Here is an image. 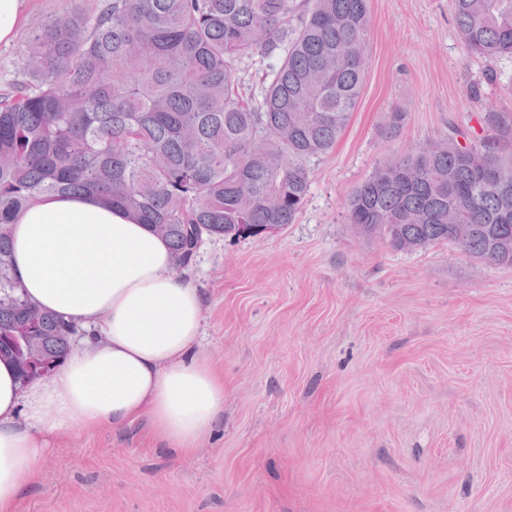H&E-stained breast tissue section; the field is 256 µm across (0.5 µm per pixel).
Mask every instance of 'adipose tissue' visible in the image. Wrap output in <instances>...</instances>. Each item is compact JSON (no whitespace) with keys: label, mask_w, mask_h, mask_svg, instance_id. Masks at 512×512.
Here are the masks:
<instances>
[{"label":"adipose tissue","mask_w":512,"mask_h":512,"mask_svg":"<svg viewBox=\"0 0 512 512\" xmlns=\"http://www.w3.org/2000/svg\"><path fill=\"white\" fill-rule=\"evenodd\" d=\"M9 234L28 299L99 335L26 389L0 361V512H17L63 433L143 419L154 440L192 454L224 413V379L194 354L203 298L167 242L92 194L37 197Z\"/></svg>","instance_id":"ef3b65f1"}]
</instances>
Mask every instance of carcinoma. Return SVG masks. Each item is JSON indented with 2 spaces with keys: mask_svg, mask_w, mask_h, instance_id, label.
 Wrapping results in <instances>:
<instances>
[{
  "mask_svg": "<svg viewBox=\"0 0 512 512\" xmlns=\"http://www.w3.org/2000/svg\"><path fill=\"white\" fill-rule=\"evenodd\" d=\"M467 48L512 55V0H450ZM367 0H100L50 18L21 52L25 80L0 96V359L51 364L80 327L30 302L7 226L39 195L95 194L150 226L177 267L206 238L294 222L307 162L332 150L367 64ZM263 69L244 87L236 62ZM466 140L461 144L459 139ZM512 114L383 162L348 199L346 223L412 252L453 245L512 266ZM471 226L453 244L448 211Z\"/></svg>",
  "mask_w": 512,
  "mask_h": 512,
  "instance_id": "1",
  "label": "carcinoma"
}]
</instances>
